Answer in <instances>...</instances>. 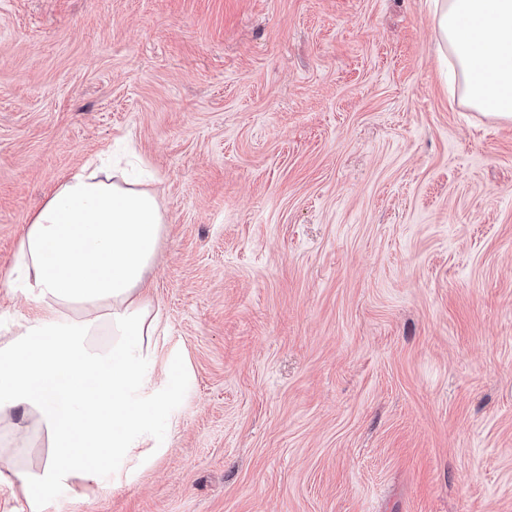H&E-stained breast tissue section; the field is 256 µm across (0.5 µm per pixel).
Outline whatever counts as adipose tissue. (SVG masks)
<instances>
[{
  "label": "adipose tissue",
  "instance_id": "ef3b65f1",
  "mask_svg": "<svg viewBox=\"0 0 512 512\" xmlns=\"http://www.w3.org/2000/svg\"><path fill=\"white\" fill-rule=\"evenodd\" d=\"M435 2L449 87L512 122V0ZM164 224L155 192L102 165L74 171L30 217L18 253L40 311L0 344V421L22 409L49 452L38 472L0 479L11 497L94 481L145 447L137 396L163 331L147 288Z\"/></svg>",
  "mask_w": 512,
  "mask_h": 512
}]
</instances>
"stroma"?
Segmentation results:
<instances>
[{"mask_svg":"<svg viewBox=\"0 0 512 512\" xmlns=\"http://www.w3.org/2000/svg\"><path fill=\"white\" fill-rule=\"evenodd\" d=\"M433 0H0V343L30 214L132 155L153 453L0 512H512V123Z\"/></svg>","mask_w":512,"mask_h":512,"instance_id":"obj_1","label":"stroma"}]
</instances>
